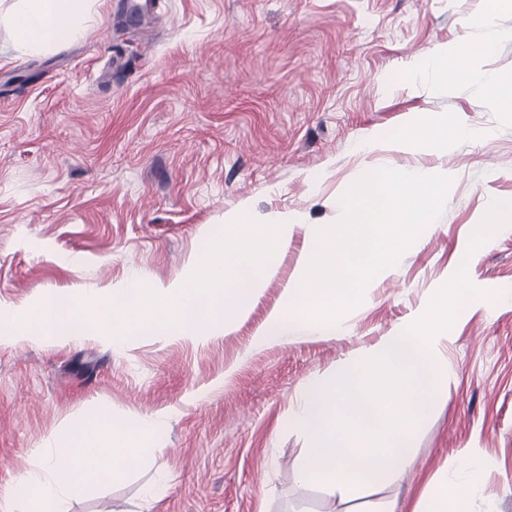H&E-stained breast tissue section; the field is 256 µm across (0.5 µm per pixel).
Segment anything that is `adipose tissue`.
<instances>
[{"mask_svg":"<svg viewBox=\"0 0 512 512\" xmlns=\"http://www.w3.org/2000/svg\"><path fill=\"white\" fill-rule=\"evenodd\" d=\"M89 11L90 0H8L0 18L13 29L15 50L26 55L47 52L78 38ZM474 23L488 31V39L435 48L428 66L438 83L457 80L485 87L501 111L512 112V82L473 64L500 41L511 40L512 30L499 27L492 8L478 14ZM467 135L451 114L432 113L389 144L399 150L421 147L440 152ZM154 453L152 433L140 418L132 416L119 424L103 411L91 429L64 428L55 433L37 468L16 476L11 495L24 504V512H66L70 496L120 479L130 462L148 460Z\"/></svg>","mask_w":512,"mask_h":512,"instance_id":"ef3b65f1","label":"adipose tissue"}]
</instances>
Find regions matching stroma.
Masks as SVG:
<instances>
[{"label":"stroma","mask_w":512,"mask_h":512,"mask_svg":"<svg viewBox=\"0 0 512 512\" xmlns=\"http://www.w3.org/2000/svg\"><path fill=\"white\" fill-rule=\"evenodd\" d=\"M487 0H157L166 21L133 22L96 0L85 34L18 55L0 24V311L44 294L77 299L130 282L185 281L225 217L293 218L249 314L214 336L151 331L0 340V512L15 476L60 429L139 415L154 458L73 497L69 512H419L446 493L461 448L484 462L473 512H512V226L477 250L492 200L512 199V112L480 87L439 85V44L479 41ZM479 130L447 151L384 142L431 113ZM438 168L442 214L343 314L344 335L263 347L314 225L340 216L364 172ZM484 290L448 330V398L418 430L403 475L341 494L299 481L306 454L288 415L307 382L415 322L459 265Z\"/></svg>","instance_id":"stroma-1"}]
</instances>
